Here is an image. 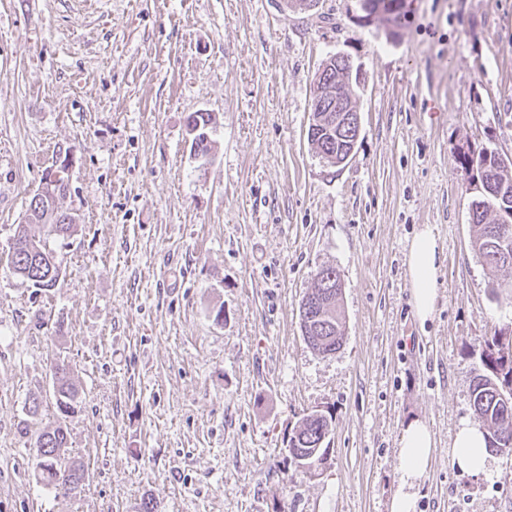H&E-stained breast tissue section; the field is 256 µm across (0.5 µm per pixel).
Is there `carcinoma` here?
I'll list each match as a JSON object with an SVG mask.
<instances>
[{
	"label": "carcinoma",
	"mask_w": 512,
	"mask_h": 512,
	"mask_svg": "<svg viewBox=\"0 0 512 512\" xmlns=\"http://www.w3.org/2000/svg\"><path fill=\"white\" fill-rule=\"evenodd\" d=\"M212 123L208 112H195L189 116L188 126L199 129L197 138L192 140L194 150L205 156L210 151L207 139ZM318 154L327 161L337 158L343 152L344 144L336 131L325 128L318 130L311 140ZM467 184L479 182L471 202V220L474 227V249L491 275V294L512 289V282L497 279L496 273L502 268L512 267V239L504 243L497 238L500 220L512 215V174L508 165L496 150L481 149L467 151L459 159ZM50 202L40 192H35L29 203L26 223L17 225L15 237L26 238L35 243L32 248H12L8 267L12 274L34 285L49 288L56 278L48 277L51 267L49 258L53 252L43 240H37L27 232L26 225L41 224L48 237H63L74 226V217L64 213L54 217L48 214ZM339 273L333 266H323L314 275V286L308 292V299L299 306L300 324L305 327L308 345L324 355L334 354L340 348L343 334L336 332V325L343 322L336 306V281ZM484 348L471 392L472 409L479 420L487 426L489 450L498 451V434L504 427L512 428V403L507 405L501 395L512 390V329L500 328L483 340ZM53 396L62 417L74 413L78 404V392L70 383L67 368L56 365L54 369ZM332 415L305 416L295 425L288 437V459L296 465L313 463L323 455L327 442ZM68 429L63 422L35 435L34 452L36 468L45 485L65 494L82 486L85 468L67 454Z\"/></svg>",
	"instance_id": "obj_1"
}]
</instances>
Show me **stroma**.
I'll list each match as a JSON object with an SVG mask.
<instances>
[{"label": "stroma", "instance_id": "1", "mask_svg": "<svg viewBox=\"0 0 512 512\" xmlns=\"http://www.w3.org/2000/svg\"><path fill=\"white\" fill-rule=\"evenodd\" d=\"M336 53L360 74L361 132L332 166L307 131ZM484 148L512 157V0H405L392 24L361 0H0V512H389L416 419L435 447L416 512H512V455L470 476L449 454L482 339L512 325L458 161ZM65 153L76 223L38 288L7 256ZM426 224L444 261L423 321L405 258ZM325 264L345 316L328 356L299 317ZM58 363L81 394L65 419ZM316 409L333 431L314 472L285 448ZM61 419L88 474L70 495L31 449ZM188 119V127H192L193 129L197 127L199 128V132L197 134L198 139H195L196 135L193 136L192 139L194 150L197 154L206 156L210 151L208 129L212 123L211 114L208 112H195L193 115H190ZM206 135L208 136V139Z\"/></svg>", "mask_w": 512, "mask_h": 512}]
</instances>
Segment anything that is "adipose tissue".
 I'll use <instances>...</instances> for the list:
<instances>
[{"mask_svg":"<svg viewBox=\"0 0 512 512\" xmlns=\"http://www.w3.org/2000/svg\"><path fill=\"white\" fill-rule=\"evenodd\" d=\"M442 251L430 227H422L413 237L406 256V271L411 286V299L420 319L434 311L437 277ZM433 437L427 424L410 423L400 442L401 485L390 503V512H415L414 493L422 481L433 453ZM453 463L461 470L479 474L486 470L489 455L484 429L476 423L463 422L450 451Z\"/></svg>","mask_w":512,"mask_h":512,"instance_id":"adipose-tissue-1","label":"adipose tissue"}]
</instances>
